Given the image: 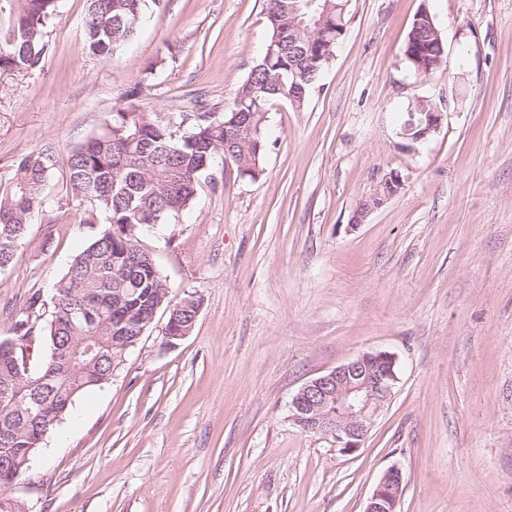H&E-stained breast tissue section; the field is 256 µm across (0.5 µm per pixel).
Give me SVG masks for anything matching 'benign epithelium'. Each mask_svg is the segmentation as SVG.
I'll list each match as a JSON object with an SVG mask.
<instances>
[{
	"label": "benign epithelium",
	"mask_w": 512,
	"mask_h": 512,
	"mask_svg": "<svg viewBox=\"0 0 512 512\" xmlns=\"http://www.w3.org/2000/svg\"><path fill=\"white\" fill-rule=\"evenodd\" d=\"M442 120L441 112H420L411 116L401 137L419 142L437 131ZM389 197L379 190L363 201L353 224L359 225L369 211ZM395 366V356L384 350L358 354L304 383L289 403L290 419L303 431L322 436L344 454L357 452L393 396L398 381ZM402 493V472L391 467L378 481L364 512H396Z\"/></svg>",
	"instance_id": "benign-epithelium-1"
}]
</instances>
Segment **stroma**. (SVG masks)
<instances>
[{
    "label": "stroma",
    "mask_w": 512,
    "mask_h": 512,
    "mask_svg": "<svg viewBox=\"0 0 512 512\" xmlns=\"http://www.w3.org/2000/svg\"><path fill=\"white\" fill-rule=\"evenodd\" d=\"M266 3L163 0L103 59L83 47L86 0H61L42 68L0 71V191L25 156L56 161L0 272V336L105 225L67 190L71 151L130 105L164 122L224 112L270 41ZM424 9L448 58L420 76L404 50ZM422 101L442 126L410 144L399 131ZM266 139L260 178L215 164L140 236L173 297H200L191 333L168 341L159 311L9 498L27 512H363L395 466L398 512H512V0H351L318 87L304 107L275 102ZM394 175L398 192L353 224ZM371 349L394 354L399 382L343 455L288 402Z\"/></svg>",
    "instance_id": "35a3bbf8"
}]
</instances>
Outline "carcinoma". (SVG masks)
<instances>
[{"label": "carcinoma", "mask_w": 512, "mask_h": 512, "mask_svg": "<svg viewBox=\"0 0 512 512\" xmlns=\"http://www.w3.org/2000/svg\"><path fill=\"white\" fill-rule=\"evenodd\" d=\"M349 0H267L271 31L266 53L237 88L230 106L214 116L191 118L182 113L175 123H161L149 112L131 106L112 113L101 135L75 148L68 158V190L106 214L107 227L96 234L53 283L51 320L39 322L45 300L32 292L16 311L10 334L0 337V389L14 391L0 403V428L9 437L0 442V458L14 462L16 480L31 467L41 447L42 426L53 430L69 413L76 397L112 379V367L123 352L118 337L140 334L155 308L168 311L166 335L176 336L191 323L201 298L187 306L171 298L170 286L153 258L139 246L143 229L163 224L193 202L201 177L216 155L229 159L241 177L264 171L265 125L269 107L285 97V88L301 85L305 97L328 66L344 36L345 16L336 6ZM60 0H0L9 23L0 26V70L32 72L41 68L47 51L44 29L59 12ZM161 0H88L83 22L85 50L109 57L136 34L134 19L158 8ZM315 19L313 34L296 30L294 6ZM444 47L425 22H412L405 58L414 73H428L446 58ZM263 89L259 104L254 92ZM54 157L46 151L22 158L10 188L0 193V270L9 266L15 246L25 239L32 216L43 205V190ZM84 309L91 321L76 318ZM36 331L49 352L40 366L19 373L14 360L15 337ZM95 336L99 347L80 367L70 363L75 340Z\"/></svg>", "instance_id": "1"}]
</instances>
